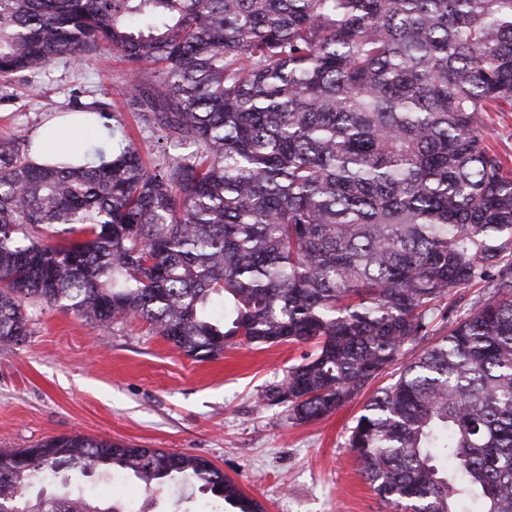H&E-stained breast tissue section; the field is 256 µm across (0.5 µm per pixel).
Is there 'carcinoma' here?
I'll list each match as a JSON object with an SVG mask.
<instances>
[{"mask_svg":"<svg viewBox=\"0 0 512 512\" xmlns=\"http://www.w3.org/2000/svg\"><path fill=\"white\" fill-rule=\"evenodd\" d=\"M111 55L159 153L92 103L109 163L0 138V344L26 342L37 304L146 323L199 362L311 343L266 391L310 422L483 282L348 447L403 512H512V163L486 134L512 112V0H0L6 80ZM64 472L264 512L203 457L80 434L0 449V512H127ZM488 290L484 287V283H475L467 286L466 288H458L454 290L447 297L443 298L435 305L436 319L433 322L434 329H443V324L440 320L441 312L448 310V324L454 320L456 316L465 313L471 306L479 303L488 297Z\"/></svg>","mask_w":512,"mask_h":512,"instance_id":"1","label":"carcinoma"}]
</instances>
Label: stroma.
<instances>
[{
	"mask_svg": "<svg viewBox=\"0 0 512 512\" xmlns=\"http://www.w3.org/2000/svg\"><path fill=\"white\" fill-rule=\"evenodd\" d=\"M126 73L117 59L104 72L55 61L0 82V136H36L80 103L119 110ZM30 327L24 344H0V448L97 436L206 458L268 512H391L348 446L369 391L313 422L265 404L307 346L241 344L197 362L143 322L101 330L43 305Z\"/></svg>",
	"mask_w": 512,
	"mask_h": 512,
	"instance_id": "obj_1",
	"label": "stroma"
}]
</instances>
